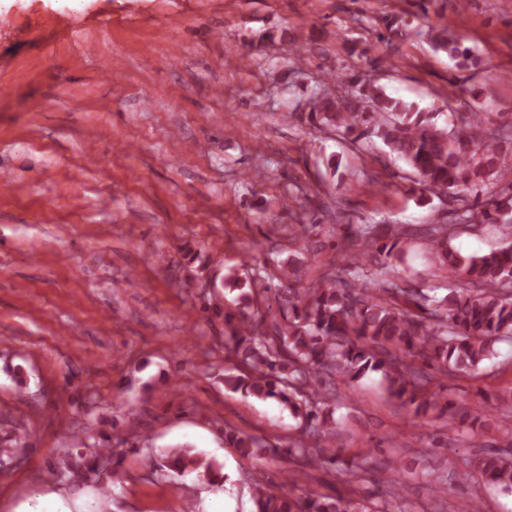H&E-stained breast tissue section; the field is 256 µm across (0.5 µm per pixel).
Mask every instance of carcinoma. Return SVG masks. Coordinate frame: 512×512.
<instances>
[{"mask_svg": "<svg viewBox=\"0 0 512 512\" xmlns=\"http://www.w3.org/2000/svg\"><path fill=\"white\" fill-rule=\"evenodd\" d=\"M435 50L466 66L469 47L445 28L430 31ZM450 124L442 127L431 112L415 103L363 84L358 93L317 94L313 110L322 125L358 140L371 132L389 154L402 161L420 187V194L445 196L459 205L457 224H497L512 229V116L492 119L476 112L465 116V99L448 104ZM448 224H430L420 232L394 224H349L343 228L341 265L331 264L317 282L301 287L291 263L276 272L257 267L240 278L225 276L227 285L248 284L274 289L281 296L279 316L254 311L224 313V348L234 364L224 369V387L244 397L273 399L297 421L296 432L283 443L262 440L227 424L224 445L245 459L258 455L289 461L277 490L254 485L257 512H372L355 489L334 496L301 485L309 470L331 466L327 455L336 438L339 396L336 380L351 384L379 372L390 396L411 411L414 422L429 410L448 412L474 430L484 426L482 400L457 398L441 403L448 385L441 379L479 369L494 356L496 342L512 338V245L465 255L451 244ZM419 244L436 264L446 284L414 287L399 275L396 262ZM91 453L66 456L49 471L60 482L93 473L100 490L118 478L121 460L112 458V472L102 468L111 449L93 443ZM462 480L473 477L512 493V458L487 446L465 462ZM160 470L182 475L203 470L219 481L213 461L187 448L167 453Z\"/></svg>", "mask_w": 512, "mask_h": 512, "instance_id": "cac0c4a2", "label": "carcinoma"}]
</instances>
